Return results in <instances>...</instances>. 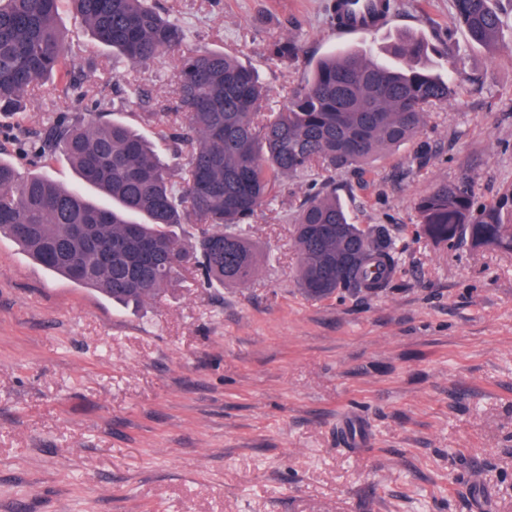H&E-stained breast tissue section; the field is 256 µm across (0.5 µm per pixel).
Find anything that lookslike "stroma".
<instances>
[{
	"label": "stroma",
	"mask_w": 512,
	"mask_h": 512,
	"mask_svg": "<svg viewBox=\"0 0 512 512\" xmlns=\"http://www.w3.org/2000/svg\"><path fill=\"white\" fill-rule=\"evenodd\" d=\"M332 0H155L188 47L257 73L276 112L309 60L342 49ZM392 23L357 46L411 35L457 93L412 142L332 179L352 223L386 226L400 252L390 288L324 300L296 286L291 215L322 183L284 178L247 229L258 273L212 288L177 273L122 309L50 274L0 236V512H512V255L435 245L416 199L469 177L477 202L512 193V51L473 44L453 0H392ZM72 71L101 109L186 156L143 120L176 97L177 57L130 67L68 7ZM297 41L298 61L269 58ZM143 98L128 97V86ZM65 86L0 113V150L42 130Z\"/></svg>",
	"instance_id": "stroma-1"
}]
</instances>
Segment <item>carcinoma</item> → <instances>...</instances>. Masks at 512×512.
<instances>
[{"label": "carcinoma", "instance_id": "1", "mask_svg": "<svg viewBox=\"0 0 512 512\" xmlns=\"http://www.w3.org/2000/svg\"><path fill=\"white\" fill-rule=\"evenodd\" d=\"M63 0H0V112H17L27 93L55 76L67 79L71 107L20 145L32 160L63 157L79 183L112 199L104 208L77 186L21 171L0 156V234L45 270L94 288L112 303L141 306L171 283L180 263L214 285H244L257 273L244 235L283 177L318 169L363 170L380 153L414 139L428 109L456 95L451 79L423 63L428 46L402 36L393 63L363 48L318 59L279 112L263 111L267 89L255 72L222 51L185 45V31L149 0H68L92 39L132 66L179 52L173 112H151L178 150V176L150 142L121 121L86 122L71 109L87 97L68 70L70 45L57 24ZM470 40L509 48L495 0H453ZM293 40L274 42L273 61L299 59ZM415 208L437 244L512 254V197L477 204L471 181L440 183ZM195 224L196 244L168 232ZM297 281L309 298L386 290L399 265L388 229L349 221L324 182L294 218Z\"/></svg>", "mask_w": 512, "mask_h": 512}]
</instances>
